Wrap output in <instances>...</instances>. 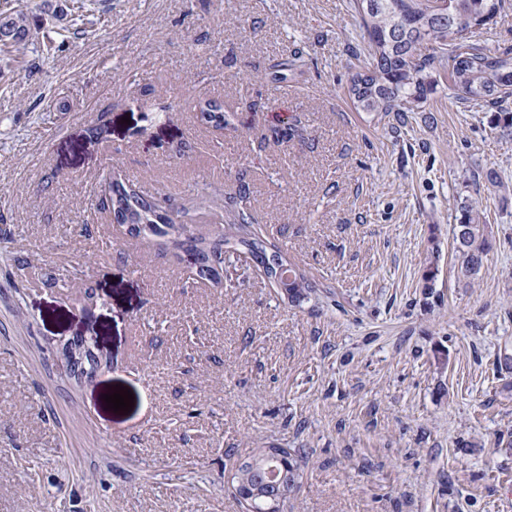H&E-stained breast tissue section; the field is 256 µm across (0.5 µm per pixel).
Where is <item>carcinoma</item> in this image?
Wrapping results in <instances>:
<instances>
[{"label": "carcinoma", "instance_id": "cac0c4a2", "mask_svg": "<svg viewBox=\"0 0 512 512\" xmlns=\"http://www.w3.org/2000/svg\"><path fill=\"white\" fill-rule=\"evenodd\" d=\"M448 14L436 15L432 0H353L360 26L367 35L369 68L352 77L348 95L363 112H395L405 120L425 99L427 74L448 69L452 90L459 100L476 106L499 104L512 97V49L486 53L475 44L465 43L466 33L489 24L504 7V0H447ZM12 33L10 46L26 51L34 44L28 9L0 11V32ZM466 52H461L462 48ZM306 61L299 55L285 57L272 64L260 80L286 84L301 74ZM200 120L216 127L228 124L221 106L207 100L198 104ZM110 210L122 224H149L150 233L168 238L174 247L194 251L201 266L212 271L221 263L223 244L238 255H246L256 270H261L267 255V243L256 231L246 236L233 228L254 224L248 209L233 204L224 206V228L211 242L191 232L190 224L174 216V211L157 209V197L144 195L131 186L112 181L106 189ZM455 229L462 231L455 241L460 261L458 271L464 278L479 274L490 243L485 225L468 215ZM254 467L245 475L254 494L246 512H263L267 475L286 469L292 479L299 478V465L286 448H258L251 455Z\"/></svg>", "mask_w": 512, "mask_h": 512}]
</instances>
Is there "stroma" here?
<instances>
[{"label": "stroma", "mask_w": 512, "mask_h": 512, "mask_svg": "<svg viewBox=\"0 0 512 512\" xmlns=\"http://www.w3.org/2000/svg\"><path fill=\"white\" fill-rule=\"evenodd\" d=\"M31 24L36 51L0 46V512H243L255 448L298 461L281 512H512V129L441 71L407 123L357 111L353 0H52ZM296 51L288 86L255 79ZM113 177L177 206L248 185L314 292L131 241L96 207ZM456 230H462L461 240L456 238ZM455 250L460 261L458 271L464 278H474L479 274L484 256L490 243L485 233V224H480L472 215L461 220L454 228Z\"/></svg>", "instance_id": "35a3bbf8"}]
</instances>
